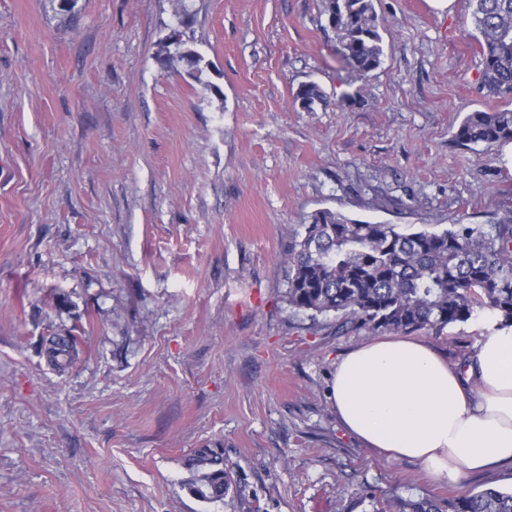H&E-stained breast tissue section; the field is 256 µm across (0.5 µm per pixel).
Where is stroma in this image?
I'll list each match as a JSON object with an SVG mask.
<instances>
[{
	"instance_id": "1",
	"label": "stroma",
	"mask_w": 512,
	"mask_h": 512,
	"mask_svg": "<svg viewBox=\"0 0 512 512\" xmlns=\"http://www.w3.org/2000/svg\"><path fill=\"white\" fill-rule=\"evenodd\" d=\"M384 56L338 60L329 0H186L204 82L169 61L176 0H0V512H374L512 490L365 447L331 400L372 341L285 298L329 209L435 231L512 208V143L459 146L480 84L468 0H373ZM317 83L325 103L294 94ZM478 312L423 338L464 361ZM79 331L60 374L42 339ZM222 454L223 500L193 491Z\"/></svg>"
}]
</instances>
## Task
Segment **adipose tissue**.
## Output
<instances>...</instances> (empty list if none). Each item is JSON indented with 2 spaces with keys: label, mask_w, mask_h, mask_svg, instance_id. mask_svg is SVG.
<instances>
[{
  "label": "adipose tissue",
  "mask_w": 512,
  "mask_h": 512,
  "mask_svg": "<svg viewBox=\"0 0 512 512\" xmlns=\"http://www.w3.org/2000/svg\"><path fill=\"white\" fill-rule=\"evenodd\" d=\"M332 401L366 447L434 478L512 467V327L490 328L455 366L412 336L366 342L338 363Z\"/></svg>",
  "instance_id": "obj_1"
}]
</instances>
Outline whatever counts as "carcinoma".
<instances>
[{
    "mask_svg": "<svg viewBox=\"0 0 512 512\" xmlns=\"http://www.w3.org/2000/svg\"><path fill=\"white\" fill-rule=\"evenodd\" d=\"M470 23L482 57L481 86L512 96V0H469ZM332 27L342 60L358 78L378 68L383 56L373 0H330ZM195 59L200 82L205 59L183 42ZM297 98L306 111L325 101L314 82L303 83ZM458 145L493 149L512 142V109L470 112L454 133ZM288 305L313 320L331 313L370 333H440L487 311L512 326V210L494 212L486 224H451L439 231H407L396 224L356 222L322 210L296 234L288 256ZM80 353L74 334L54 336L42 349L58 371L71 368ZM208 469L195 481V494L224 499L223 458L198 451ZM374 512H512V491L486 489L452 498L381 500Z\"/></svg>",
    "mask_w": 512,
    "mask_h": 512,
    "instance_id": "obj_1",
    "label": "carcinoma"
}]
</instances>
